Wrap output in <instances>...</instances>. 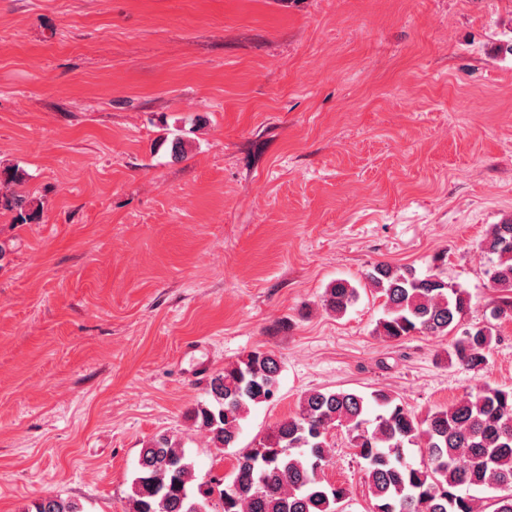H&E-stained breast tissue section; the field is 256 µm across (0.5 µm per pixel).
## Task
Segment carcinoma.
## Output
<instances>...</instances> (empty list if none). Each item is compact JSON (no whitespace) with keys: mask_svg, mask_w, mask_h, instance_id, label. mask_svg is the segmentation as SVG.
<instances>
[{"mask_svg":"<svg viewBox=\"0 0 512 512\" xmlns=\"http://www.w3.org/2000/svg\"><path fill=\"white\" fill-rule=\"evenodd\" d=\"M0 210L19 224L40 212L14 192L0 194ZM481 247L496 257L488 271L500 293L490 320L464 332L453 355L469 370L488 362L494 322L512 318V219L494 224ZM366 280L384 298L376 333L397 342L409 336H446L469 308L465 289L433 273L377 262ZM359 298L358 289L338 279L324 292L323 305L338 316ZM282 362L256 349L211 377L207 401L193 411L210 446L237 447L241 421L250 408L269 403L279 391ZM341 426L363 462L371 512H485L473 492L492 489V512H512V388L485 385L423 416L408 411L384 390L368 397L344 390H312L297 409L277 421L250 448L236 453L229 481L196 482L185 448L160 434L141 449L128 512H344L348 490L322 479L331 460L330 429ZM422 460H408L409 450ZM34 512H84L74 499L46 496Z\"/></svg>","mask_w":512,"mask_h":512,"instance_id":"obj_1","label":"carcinoma"}]
</instances>
